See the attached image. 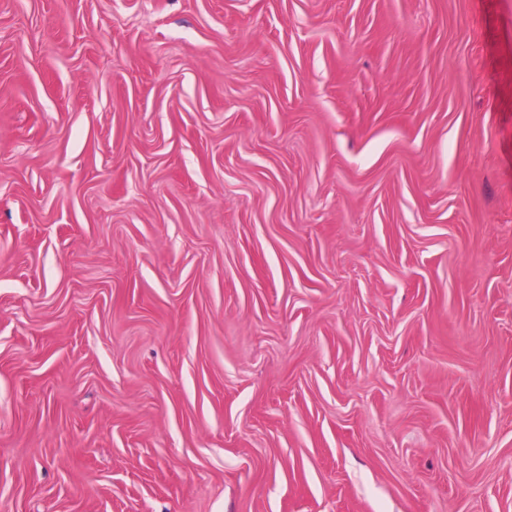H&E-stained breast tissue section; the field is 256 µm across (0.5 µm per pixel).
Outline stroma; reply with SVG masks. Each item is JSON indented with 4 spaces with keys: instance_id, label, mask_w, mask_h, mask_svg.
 <instances>
[{
    "instance_id": "1",
    "label": "stroma",
    "mask_w": 512,
    "mask_h": 512,
    "mask_svg": "<svg viewBox=\"0 0 512 512\" xmlns=\"http://www.w3.org/2000/svg\"><path fill=\"white\" fill-rule=\"evenodd\" d=\"M0 512H512V0H0Z\"/></svg>"
}]
</instances>
